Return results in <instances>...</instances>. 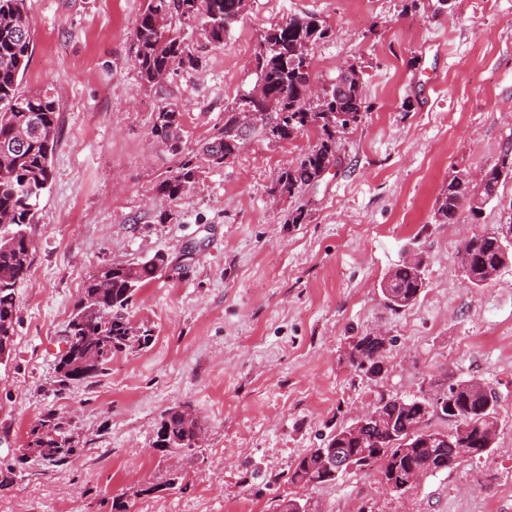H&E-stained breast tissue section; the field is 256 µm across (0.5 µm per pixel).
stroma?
I'll return each instance as SVG.
<instances>
[{
    "mask_svg": "<svg viewBox=\"0 0 512 512\" xmlns=\"http://www.w3.org/2000/svg\"><path fill=\"white\" fill-rule=\"evenodd\" d=\"M249 0L220 47L184 36L197 67L154 87L134 65L131 32L144 0H27L33 47L22 87L60 107L51 182L17 290L9 360L0 363V512H512V265L484 288L456 261L462 242L499 223H436L451 175L493 164L512 142V0ZM330 28L313 50L321 83L357 64L370 112L340 142L318 184L272 204L283 171L318 140L310 130L270 143L250 136L203 174L160 221L156 187L178 163L154 141L156 112H184V148L198 151L224 110L257 82L264 35L293 15ZM303 208L304 223L288 215ZM421 247L427 288L400 313L379 289ZM162 254L168 266L127 309L150 343L116 354L104 375L61 385L62 338L89 276ZM384 332L387 371L352 364L353 337ZM476 378L498 396L496 443L388 493L375 469L299 488L288 471L352 423L379 393L429 397ZM192 407L206 429L200 463L176 488L153 445L168 409ZM66 420L80 452L55 466L25 453L30 429Z\"/></svg>",
    "mask_w": 512,
    "mask_h": 512,
    "instance_id": "1",
    "label": "stroma"
}]
</instances>
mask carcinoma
Wrapping results in <instances>:
<instances>
[{"label": "carcinoma", "instance_id": "carcinoma-1", "mask_svg": "<svg viewBox=\"0 0 512 512\" xmlns=\"http://www.w3.org/2000/svg\"><path fill=\"white\" fill-rule=\"evenodd\" d=\"M246 8L247 0H145L132 29L135 67L142 82L155 86L180 68L196 66L182 32L196 25L209 43L220 46ZM327 37L329 28L309 15H294L267 32L256 53L257 84L224 113V126L199 154H182L183 112L178 104L162 107L151 134L181 158L157 186V195L172 202L181 200L205 170L222 167L226 158L236 157L240 151L236 113L247 108L262 110L261 124L252 131L269 142L292 140L311 127L319 130L317 143L297 166L282 173L272 193L291 197L315 185L330 165L338 164L339 135L361 123L371 107L353 64L349 74L337 75L322 85L319 95L310 96L315 80L312 52ZM31 56L26 0H0V216L8 219L0 223V349L13 348L16 290L27 279L32 263L31 230L51 181L50 157L59 125L58 103L49 92L21 89ZM504 169L512 172V144L504 146L480 181L466 174L453 176L435 211L438 223L453 224L464 210L472 220L479 219L487 204L500 201ZM457 259L467 281L484 287L490 283L486 269L511 264L512 248L504 247L493 226L473 234ZM163 263L164 256L156 255L132 268L104 265L87 279L65 330L71 343L57 363L60 382L103 375L115 353L149 343V330L131 333L126 311L135 292L161 275ZM422 263L421 259L403 261L392 269L391 288L401 302L387 304L390 310L403 311L419 299L427 287ZM104 316L107 327L101 341L96 331ZM383 352L379 337L369 333L354 337L350 358L364 371L376 370L383 364ZM443 397L446 409L440 417L451 423L445 431L429 428L434 412L428 410L425 399L381 394L376 404L385 418L369 421L353 437L343 436L342 428L337 430L326 440L325 450L357 458L361 469L376 467L382 483H397L412 469L430 474L445 471L455 462L454 448L484 454L486 430L496 424V393L487 386L476 392L469 381L456 380L448 383ZM197 429L198 423L185 422L171 408L157 428L155 447L192 460L197 455L192 445ZM25 451L64 465L76 455L78 442L71 438L67 422L50 417L31 430ZM288 480L304 488L332 484L337 477L327 468L322 449L311 448L292 465Z\"/></svg>", "mask_w": 512, "mask_h": 512}]
</instances>
